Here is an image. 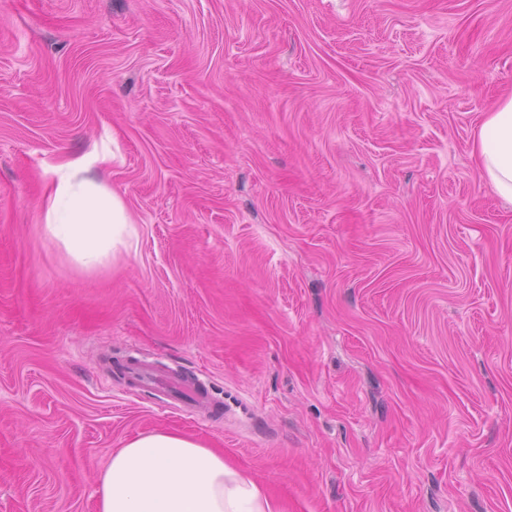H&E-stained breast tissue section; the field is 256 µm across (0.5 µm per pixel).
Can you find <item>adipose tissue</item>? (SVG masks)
Listing matches in <instances>:
<instances>
[{"mask_svg":"<svg viewBox=\"0 0 512 512\" xmlns=\"http://www.w3.org/2000/svg\"><path fill=\"white\" fill-rule=\"evenodd\" d=\"M473 156L483 179L512 201V96L485 113ZM46 237L82 269L100 267L137 233L122 197L79 161L54 165ZM97 512H273L251 479L223 454L185 435L152 431L114 449L98 477Z\"/></svg>","mask_w":512,"mask_h":512,"instance_id":"adipose-tissue-1","label":"adipose tissue"}]
</instances>
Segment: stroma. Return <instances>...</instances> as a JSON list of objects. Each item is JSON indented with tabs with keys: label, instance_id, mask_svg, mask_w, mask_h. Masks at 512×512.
Segmentation results:
<instances>
[{
	"label": "stroma",
	"instance_id": "stroma-1",
	"mask_svg": "<svg viewBox=\"0 0 512 512\" xmlns=\"http://www.w3.org/2000/svg\"><path fill=\"white\" fill-rule=\"evenodd\" d=\"M510 93L512 0H0V512H96L159 429L278 512H512V204L472 156ZM64 159L138 231L93 271L44 234ZM126 375L129 381L140 389H160L163 395L180 403L185 410L191 412L204 410L209 413L220 411L199 386L156 372V368L151 365L138 362L129 367Z\"/></svg>",
	"mask_w": 512,
	"mask_h": 512
}]
</instances>
